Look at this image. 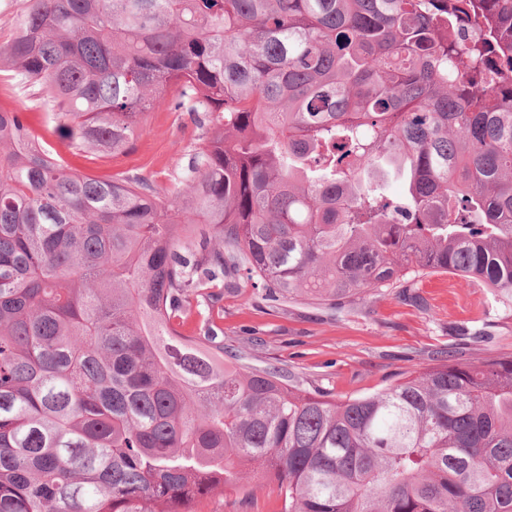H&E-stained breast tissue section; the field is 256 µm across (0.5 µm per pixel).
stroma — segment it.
Instances as JSON below:
<instances>
[{
	"label": "stroma",
	"instance_id": "35a3bbf8",
	"mask_svg": "<svg viewBox=\"0 0 512 512\" xmlns=\"http://www.w3.org/2000/svg\"><path fill=\"white\" fill-rule=\"evenodd\" d=\"M0 109L27 112L35 137L79 173L109 179L137 174L170 186L187 161L199 131L188 113H149L128 151L77 156L57 130L55 112L31 89L0 72ZM218 324L226 346L244 351L249 364L275 365L305 387L346 398L374 392L422 371L440 351L454 348L468 360L512 353V317L495 305L487 289L448 273L419 278L407 290L369 291L330 306L295 297L271 303L245 286L225 293ZM481 331L488 343L463 340ZM272 481L254 479L241 489L204 498L198 512H282Z\"/></svg>",
	"mask_w": 512,
	"mask_h": 512
}]
</instances>
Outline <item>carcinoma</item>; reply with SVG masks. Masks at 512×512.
<instances>
[{
	"instance_id": "cac0c4a2",
	"label": "carcinoma",
	"mask_w": 512,
	"mask_h": 512,
	"mask_svg": "<svg viewBox=\"0 0 512 512\" xmlns=\"http://www.w3.org/2000/svg\"><path fill=\"white\" fill-rule=\"evenodd\" d=\"M5 69L82 152L161 107L201 134L167 188L0 110V512H197L244 474L282 512H512V353L338 400L215 322L226 288L435 271L512 314V0H30Z\"/></svg>"
}]
</instances>
